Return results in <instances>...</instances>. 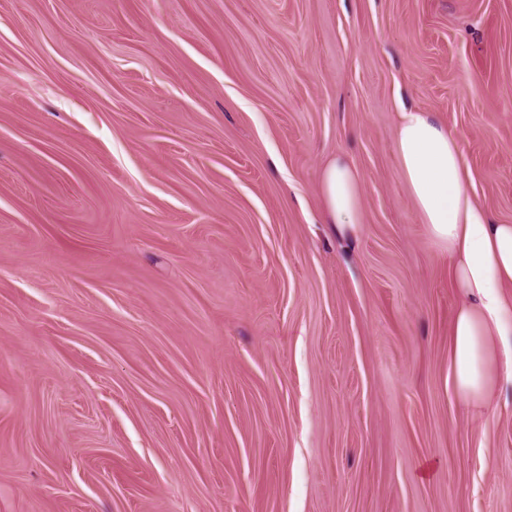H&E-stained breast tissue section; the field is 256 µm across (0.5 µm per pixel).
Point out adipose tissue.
I'll use <instances>...</instances> for the list:
<instances>
[{
  "instance_id": "adipose-tissue-1",
  "label": "adipose tissue",
  "mask_w": 512,
  "mask_h": 512,
  "mask_svg": "<svg viewBox=\"0 0 512 512\" xmlns=\"http://www.w3.org/2000/svg\"><path fill=\"white\" fill-rule=\"evenodd\" d=\"M403 180L433 243L450 260L460 298L451 327L455 392L489 407L499 372L512 376V353L499 347L512 336V224L490 223L469 191L457 141L429 112L403 111L396 129ZM325 221L337 237H358L362 218L360 176L337 158L323 169Z\"/></svg>"
}]
</instances>
